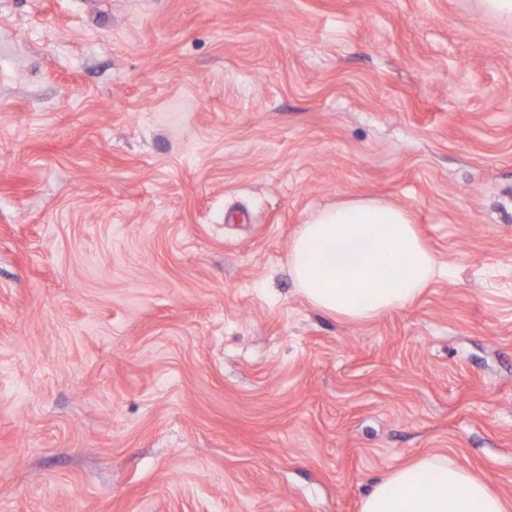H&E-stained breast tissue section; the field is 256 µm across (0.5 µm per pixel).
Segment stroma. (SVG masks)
<instances>
[{
    "label": "stroma",
    "mask_w": 512,
    "mask_h": 512,
    "mask_svg": "<svg viewBox=\"0 0 512 512\" xmlns=\"http://www.w3.org/2000/svg\"><path fill=\"white\" fill-rule=\"evenodd\" d=\"M444 268L307 304L315 211ZM512 501V25L475 0H0V512H359L434 452ZM437 256L409 214L392 203L357 199L300 224L288 272L313 307L364 323L412 305L437 273Z\"/></svg>",
    "instance_id": "stroma-1"
}]
</instances>
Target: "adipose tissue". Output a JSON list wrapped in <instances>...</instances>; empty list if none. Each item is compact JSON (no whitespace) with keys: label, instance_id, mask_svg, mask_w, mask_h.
Returning <instances> with one entry per match:
<instances>
[{"label":"adipose tissue","instance_id":"ef3b65f1","mask_svg":"<svg viewBox=\"0 0 512 512\" xmlns=\"http://www.w3.org/2000/svg\"><path fill=\"white\" fill-rule=\"evenodd\" d=\"M438 260L401 207L347 200L299 226L288 272L313 307L364 323L419 299ZM360 512H512V502L443 453L397 467L372 484Z\"/></svg>","mask_w":512,"mask_h":512}]
</instances>
